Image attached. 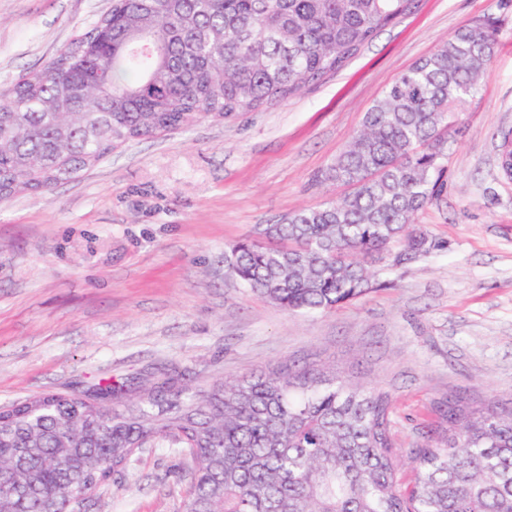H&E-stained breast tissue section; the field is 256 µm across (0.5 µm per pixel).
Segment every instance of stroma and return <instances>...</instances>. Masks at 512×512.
I'll list each match as a JSON object with an SVG mask.
<instances>
[{"mask_svg":"<svg viewBox=\"0 0 512 512\" xmlns=\"http://www.w3.org/2000/svg\"><path fill=\"white\" fill-rule=\"evenodd\" d=\"M111 0H0V90L42 67ZM500 18L488 75L448 152L444 196L416 218L439 242L384 286L327 314L244 288L224 253L255 226L338 199L323 180L393 81L472 20ZM512 6L416 0L343 70L232 120L205 119L113 151L46 192L0 201V406L51 391L173 383L203 390L288 363L388 391L402 447L427 441L448 395L512 401ZM191 464L145 448L75 512H182Z\"/></svg>","mask_w":512,"mask_h":512,"instance_id":"obj_1","label":"stroma"}]
</instances>
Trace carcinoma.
I'll use <instances>...</instances> for the list:
<instances>
[{"mask_svg": "<svg viewBox=\"0 0 512 512\" xmlns=\"http://www.w3.org/2000/svg\"><path fill=\"white\" fill-rule=\"evenodd\" d=\"M415 0H112L0 92V199L52 189L119 144L261 112L345 68ZM476 19L402 73L325 173L349 195L257 227L224 256L249 290L329 313L439 243L412 229L447 188L452 118L498 43ZM500 172L512 179V132ZM395 243L403 244L391 253ZM115 388L0 409V512H74L146 446L185 449L182 512H512V407L440 406L436 443L398 446L390 395L334 368L271 371L112 406Z\"/></svg>", "mask_w": 512, "mask_h": 512, "instance_id": "carcinoma-1", "label": "carcinoma"}]
</instances>
